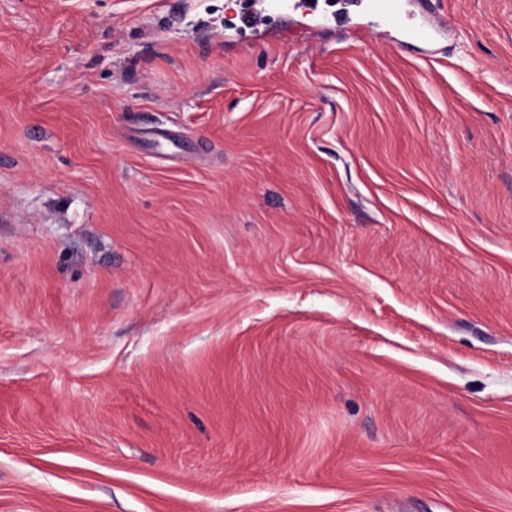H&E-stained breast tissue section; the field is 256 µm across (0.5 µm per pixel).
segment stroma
Returning <instances> with one entry per match:
<instances>
[{"instance_id": "1", "label": "stroma", "mask_w": 512, "mask_h": 512, "mask_svg": "<svg viewBox=\"0 0 512 512\" xmlns=\"http://www.w3.org/2000/svg\"><path fill=\"white\" fill-rule=\"evenodd\" d=\"M399 3L0 0V512H512V0Z\"/></svg>"}]
</instances>
